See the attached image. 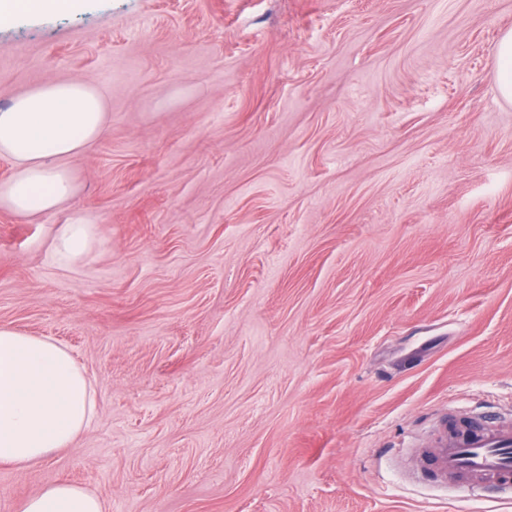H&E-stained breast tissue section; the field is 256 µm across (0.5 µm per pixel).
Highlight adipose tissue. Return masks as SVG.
<instances>
[{
	"label": "adipose tissue",
	"mask_w": 512,
	"mask_h": 512,
	"mask_svg": "<svg viewBox=\"0 0 512 512\" xmlns=\"http://www.w3.org/2000/svg\"><path fill=\"white\" fill-rule=\"evenodd\" d=\"M83 0H0V23L22 15L78 10ZM107 104L94 86L77 79L50 80L0 109V157L15 172L0 183V203L19 215L49 213L70 196L64 165L102 133ZM98 242L94 224L61 225L55 253L76 264ZM95 415L85 372L58 343L0 325V464L25 468L71 447ZM21 512H104L85 488L59 482L28 498Z\"/></svg>",
	"instance_id": "obj_1"
}]
</instances>
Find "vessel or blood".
<instances>
[{"label":"vessel or blood","mask_w":512,"mask_h":512,"mask_svg":"<svg viewBox=\"0 0 512 512\" xmlns=\"http://www.w3.org/2000/svg\"><path fill=\"white\" fill-rule=\"evenodd\" d=\"M421 460L454 488L512 492V423L449 420Z\"/></svg>","instance_id":"b4317fda"}]
</instances>
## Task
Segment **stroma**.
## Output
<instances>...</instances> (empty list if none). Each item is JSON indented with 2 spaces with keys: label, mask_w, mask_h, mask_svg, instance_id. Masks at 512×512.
<instances>
[{
  "label": "stroma",
  "mask_w": 512,
  "mask_h": 512,
  "mask_svg": "<svg viewBox=\"0 0 512 512\" xmlns=\"http://www.w3.org/2000/svg\"><path fill=\"white\" fill-rule=\"evenodd\" d=\"M512 0H84L0 25V107L95 86L48 214L0 205V325L95 417L0 465L105 512H512L414 474L449 415L512 421ZM95 223L82 262L60 225ZM497 85L500 94L512 100V31L502 35L497 47ZM98 242L93 222L84 219L62 224L55 240V253L62 261L76 264L96 246Z\"/></svg>",
  "instance_id": "1"
}]
</instances>
